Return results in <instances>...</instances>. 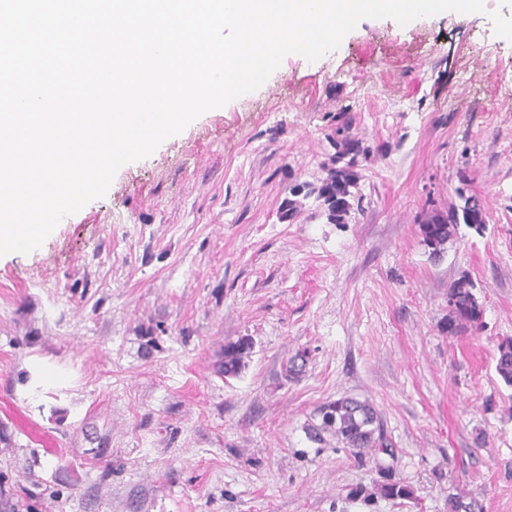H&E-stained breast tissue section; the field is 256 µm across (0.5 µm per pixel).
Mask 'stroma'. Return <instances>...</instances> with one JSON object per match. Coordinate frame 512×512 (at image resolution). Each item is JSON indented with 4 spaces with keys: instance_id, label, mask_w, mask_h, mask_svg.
Returning a JSON list of instances; mask_svg holds the SVG:
<instances>
[{
    "instance_id": "obj_1",
    "label": "stroma",
    "mask_w": 512,
    "mask_h": 512,
    "mask_svg": "<svg viewBox=\"0 0 512 512\" xmlns=\"http://www.w3.org/2000/svg\"><path fill=\"white\" fill-rule=\"evenodd\" d=\"M406 26L364 19L207 112L38 249L0 256V512H512V0ZM492 46L485 61L475 52ZM368 147L359 206L328 223L336 129ZM479 196L433 260L427 212ZM467 279L482 326L458 336ZM254 348L236 378L225 342ZM296 379L283 367L297 351ZM369 400L409 500L353 498L371 456L310 442L318 408ZM450 314L444 330L457 335L468 328L478 329L482 325L483 308L472 292V285L466 279L458 280L448 291ZM495 371L506 386L512 387V340L499 345Z\"/></svg>"
}]
</instances>
